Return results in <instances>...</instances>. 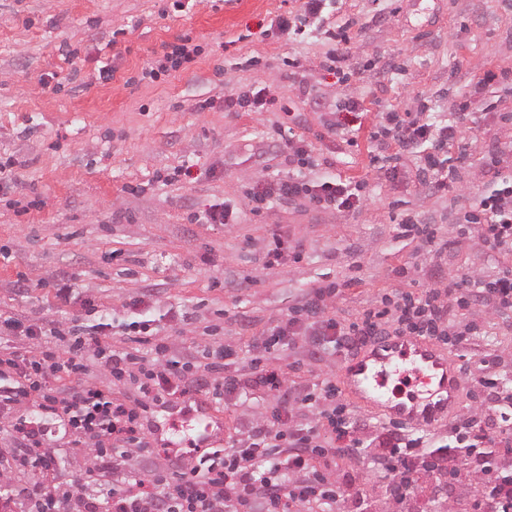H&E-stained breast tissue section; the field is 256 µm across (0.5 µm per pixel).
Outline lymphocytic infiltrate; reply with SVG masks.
I'll return each mask as SVG.
<instances>
[{
    "mask_svg": "<svg viewBox=\"0 0 512 512\" xmlns=\"http://www.w3.org/2000/svg\"><path fill=\"white\" fill-rule=\"evenodd\" d=\"M471 120V112L463 111L454 121L434 126L393 114L387 134L400 156L413 153L422 143L431 146L419 172L428 177L431 194L439 197L446 195L456 180L457 167L450 152L460 144ZM249 194L257 204L272 197L292 200L302 196L317 210H355L362 205L361 194L354 192L349 182L336 178L305 181L288 177L274 183L259 180ZM465 221L479 225L490 251L511 253L512 174H495L493 188L476 199ZM338 290L334 282L312 289L304 298L301 314L277 322L265 338L255 342V349L270 350L285 337L300 332L310 333L317 343H332L349 352L384 338V311L366 313L358 324L343 326L337 322L330 301ZM476 290L488 292L496 306L512 309L511 270L488 282L463 274L449 278L447 293L430 289L418 296L404 294L394 301L392 316L399 335L430 339L448 335L463 294ZM126 331L133 342L129 349H112L104 329L81 324L72 326L74 340L60 352L51 348L27 356L9 347L0 349V418L11 421L13 437L25 452L22 466L46 474L55 470L57 455L46 446L48 431L43 423L50 417L69 431V447L92 452L94 463L88 478L99 483L110 467L120 466L132 454L149 447L143 432L149 407L192 396L198 388L220 400L241 386L240 380L224 372V350L212 351L197 385L190 386L183 363L154 344L152 321L131 322ZM96 370L129 381L137 389V398L130 403L106 398L86 381ZM480 385L487 394V408L482 419L460 420L456 440L481 445L482 457L466 463L443 451L430 464L438 475L469 464L476 480L474 512H503L512 502V480L499 478L492 462L512 447V439L500 437L495 429L496 419L505 416V399L495 379H481ZM32 394L40 400L42 420L11 419L14 405ZM295 404L281 397L272 423L257 422L247 447L213 449L189 469L175 465L146 480L116 478L104 492L92 496L57 483L21 485L15 493L29 504V512H348V486L330 480L316 464L318 457L334 461L349 453L348 427L343 420L334 419L327 433L317 424L287 430ZM381 447L378 465L389 480L393 498L398 502L411 498L423 464L416 440L390 431Z\"/></svg>",
    "mask_w": 512,
    "mask_h": 512,
    "instance_id": "lymphocytic-infiltrate-1",
    "label": "lymphocytic infiltrate"
}]
</instances>
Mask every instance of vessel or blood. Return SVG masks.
I'll return each instance as SVG.
<instances>
[{"instance_id":"b4317fda","label":"vessel or blood","mask_w":512,"mask_h":512,"mask_svg":"<svg viewBox=\"0 0 512 512\" xmlns=\"http://www.w3.org/2000/svg\"><path fill=\"white\" fill-rule=\"evenodd\" d=\"M406 364L422 374L427 391L391 405L390 415L407 423H430L453 404L459 384L456 369L430 340L416 336L379 340L363 358L345 366L340 381L347 395L379 405L390 374Z\"/></svg>"}]
</instances>
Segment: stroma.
Masks as SVG:
<instances>
[{"mask_svg": "<svg viewBox=\"0 0 512 512\" xmlns=\"http://www.w3.org/2000/svg\"><path fill=\"white\" fill-rule=\"evenodd\" d=\"M160 0H0V162L11 163L15 188L0 192V316L48 320L67 329L72 320L98 323L130 318L142 299L160 319L168 355L187 362L195 379L204 350L224 347L228 370L248 378L254 340L295 311L322 282L341 284L338 322L388 307L404 293L433 286L434 274L474 273L491 280L512 267V256L487 250L463 215L491 187L489 160L512 171V0H330V21L349 23L351 68L336 76L321 65L333 44L321 25L297 37L272 26L295 0H193L190 10L161 15ZM190 38L199 54L187 69L149 83L141 71L167 44ZM299 59L300 69L288 67ZM113 65L111 81L98 70ZM502 74L465 132L467 156L460 180L431 196L417 175L420 157L402 158L398 180L373 166L372 134L385 113H420L446 123L487 71ZM269 99L259 112H228L227 96L243 90ZM213 108L199 110L200 101ZM360 104V127L332 128L348 100ZM312 146L305 167L290 161L284 133ZM335 175L363 186L358 210L313 209L308 201L274 200L255 209L251 183L288 176L318 180ZM230 205L234 224H200L196 215ZM412 215L434 225L447 250L436 254L400 237L397 223ZM301 243L300 262L267 266L272 232ZM73 282L62 303L50 281ZM27 280L29 289L18 288ZM457 325L480 328L466 347L441 341L460 377L452 413L428 427H408L425 450L450 444L457 418L473 414L479 380L491 375L512 393V311H491L482 296L458 310ZM498 359L484 367L483 357ZM350 356L313 337H287L274 353L292 394L337 380ZM276 392L256 388L211 403L223 419L218 437L227 448L248 444L258 410H271ZM357 440L336 476L352 494L350 512H388L389 481L373 466V448L388 417L339 395ZM192 412L169 425L163 407L143 422L152 458L130 457L122 476L135 479L176 458L194 465ZM63 427L51 426L58 480L83 487L88 458L63 445ZM9 426H0V512H28L13 492L19 472ZM409 512L451 505L465 512L474 493L467 480L438 485L422 473Z\"/></svg>", "mask_w": 512, "mask_h": 512, "instance_id": "stroma-1", "label": "stroma"}]
</instances>
